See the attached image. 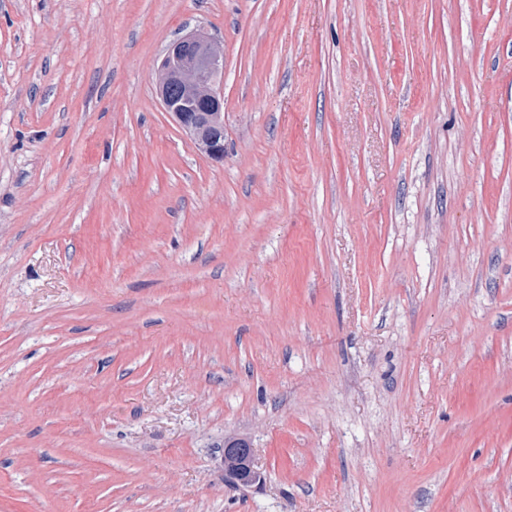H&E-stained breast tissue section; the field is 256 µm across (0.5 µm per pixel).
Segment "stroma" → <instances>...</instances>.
<instances>
[{"mask_svg":"<svg viewBox=\"0 0 512 512\" xmlns=\"http://www.w3.org/2000/svg\"><path fill=\"white\" fill-rule=\"evenodd\" d=\"M0 512H512V0H0ZM152 79L164 112L207 158L224 159V40L193 31L170 42L153 66ZM183 87L180 100L168 95ZM224 468L230 482L249 487L256 484L259 470L256 468L254 451L249 443L228 442L224 448Z\"/></svg>","mask_w":512,"mask_h":512,"instance_id":"obj_1","label":"stroma"}]
</instances>
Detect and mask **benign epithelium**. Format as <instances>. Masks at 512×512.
Returning <instances> with one entry per match:
<instances>
[{"label":"benign epithelium","mask_w":512,"mask_h":512,"mask_svg":"<svg viewBox=\"0 0 512 512\" xmlns=\"http://www.w3.org/2000/svg\"><path fill=\"white\" fill-rule=\"evenodd\" d=\"M152 79L161 106L207 158L224 159V40L193 31L170 42L153 66ZM179 84L185 96L175 100L169 88ZM224 467L230 482L249 487L257 482L254 451L248 443L228 442Z\"/></svg>","instance_id":"benign-epithelium-1"}]
</instances>
